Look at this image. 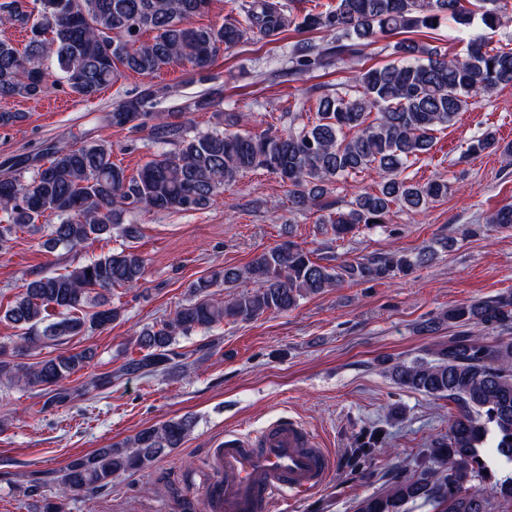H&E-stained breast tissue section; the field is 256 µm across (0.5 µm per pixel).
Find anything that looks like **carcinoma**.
<instances>
[{
	"instance_id": "carcinoma-1",
	"label": "carcinoma",
	"mask_w": 512,
	"mask_h": 512,
	"mask_svg": "<svg viewBox=\"0 0 512 512\" xmlns=\"http://www.w3.org/2000/svg\"><path fill=\"white\" fill-rule=\"evenodd\" d=\"M0 0V23L29 28L24 51L0 39V99H38L50 86L65 83L89 99L115 82L123 71L153 75L190 65L196 81L214 80L211 67L221 48L248 38L277 41L293 28L319 32L322 43L291 47L288 74L344 69L343 90L316 97L313 121L288 113V129L260 134L246 130L248 114L214 112L213 129L190 134L185 116L219 104L221 89L209 88L178 112H156L168 94L150 84L107 113L115 128L145 131L158 146L154 157L134 175L112 162V146L100 139L79 146L45 144L44 163L31 181H23L30 158L5 162L10 176L0 179V245L16 227H29L50 214L49 243L77 248L124 226L134 210L192 211L216 203L244 173L265 169L287 184L292 208L324 209L322 199L337 185L359 173L381 178L379 193L364 192L344 210L319 219L340 239L363 224H384L391 206L417 214L448 195V181L413 182L404 172L434 146L435 133L453 124L459 113L489 97L502 84H512V36L490 46L470 29L479 23L495 32L512 21L508 0H336L324 11L295 13L296 0H243L237 13L219 27L195 26L209 0ZM448 21L466 40V54L448 56L440 48L403 38L384 45L393 62L381 68L357 69L353 61L391 36L424 30ZM146 33L152 38L143 39ZM53 54L57 71L42 67ZM512 154L489 131L470 142L466 154L485 151ZM486 223L512 227V204L489 215ZM430 250L359 257L331 265L289 239L255 256L247 265L223 268L189 286L190 299L170 319L144 326L137 335L142 355L125 363L127 374L149 375L177 367L176 337L209 331L224 320L251 321L265 314L295 309L301 300L342 283L374 282L408 275L429 262ZM144 257L130 248L114 251L64 273L38 276L25 292L0 310V320L20 330L12 346L0 344V382L49 390L86 364V352L59 354L35 365L16 357L24 348L60 342L83 332L86 323L104 327L119 317L106 307L114 288H134L145 276ZM253 287L238 290V282ZM224 287L218 299L214 289ZM99 310L87 316L88 305ZM460 328L448 343L422 356L386 364L385 371L402 388L456 403L458 413L448 434L432 439L420 452L416 469L367 496L355 512H405L423 501L434 512H506L512 506V476H498L499 460L512 464V338L486 343L467 331L481 327L512 331V289L486 300L448 309L422 323L419 331H436L443 323ZM194 426L189 416L145 428L131 439L101 448L69 462L60 482L61 497L93 494L112 479L151 465L165 451L179 448ZM376 433L358 435L353 460L361 464L379 447Z\"/></svg>"
}]
</instances>
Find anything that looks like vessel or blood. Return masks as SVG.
<instances>
[{"instance_id":"obj_1","label":"vessel or blood","mask_w":512,"mask_h":512,"mask_svg":"<svg viewBox=\"0 0 512 512\" xmlns=\"http://www.w3.org/2000/svg\"><path fill=\"white\" fill-rule=\"evenodd\" d=\"M213 468L204 495L207 512H268L279 497L318 491L330 461L297 420L281 418L252 437L225 435Z\"/></svg>"}]
</instances>
